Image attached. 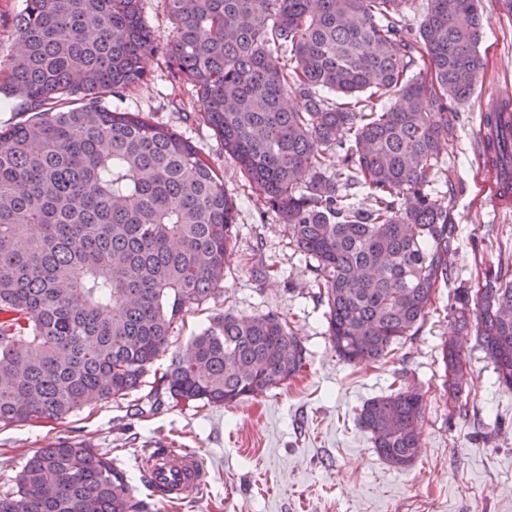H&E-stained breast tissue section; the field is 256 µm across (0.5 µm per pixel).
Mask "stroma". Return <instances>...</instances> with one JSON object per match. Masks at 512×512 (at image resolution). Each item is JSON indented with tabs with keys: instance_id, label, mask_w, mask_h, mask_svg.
<instances>
[{
	"instance_id": "1",
	"label": "stroma",
	"mask_w": 512,
	"mask_h": 512,
	"mask_svg": "<svg viewBox=\"0 0 512 512\" xmlns=\"http://www.w3.org/2000/svg\"><path fill=\"white\" fill-rule=\"evenodd\" d=\"M484 62L470 96L457 106L455 139L432 176L435 196L456 226L450 277L415 335L380 361L349 364L331 347L312 261L293 245L278 215L224 153L201 118L194 87L173 76L165 49L174 24L164 0H143L159 51L138 85L116 107L167 126L205 155L237 205L233 252L220 289L175 324L170 346L154 362L164 371L211 315L230 311L283 316L306 349L301 371L284 385L232 406L151 409L146 399L85 407L66 420L0 426V491L34 451L74 439L110 451L131 494L152 501L139 459L154 441L203 457L209 484L177 512H512V390L498 388L491 360L475 336L463 341L467 397L449 406L439 347L457 330L450 310L457 289L477 291L487 266L512 269V211L484 204L482 131L497 94H512V11L483 0ZM403 386L423 396L422 446L414 463L396 468L380 458L358 424L362 405Z\"/></svg>"
}]
</instances>
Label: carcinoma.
<instances>
[{"label": "carcinoma", "mask_w": 512, "mask_h": 512, "mask_svg": "<svg viewBox=\"0 0 512 512\" xmlns=\"http://www.w3.org/2000/svg\"><path fill=\"white\" fill-rule=\"evenodd\" d=\"M166 0L168 52L202 118L317 262L336 354L377 361L418 330L448 284L455 226L429 190L455 105L482 68L480 0ZM20 50L0 62V95L26 118L0 128V423L59 422L124 400L145 383L173 326L224 281L235 205L197 146L108 106L158 51L142 0H24ZM427 58L418 62L416 44ZM294 93L303 108L290 111ZM337 99L330 98V95ZM387 96L388 106L376 99ZM512 169V148L483 147ZM368 189L367 208L346 190ZM460 290L457 333L475 316L496 382L512 388V277ZM154 376L153 398L229 405L298 373L304 348L275 312L218 313ZM443 389L468 387L456 337L440 352ZM423 417L411 388L375 397L358 422L405 468ZM0 512H149L108 452L62 441L27 458Z\"/></svg>", "instance_id": "carcinoma-1"}]
</instances>
